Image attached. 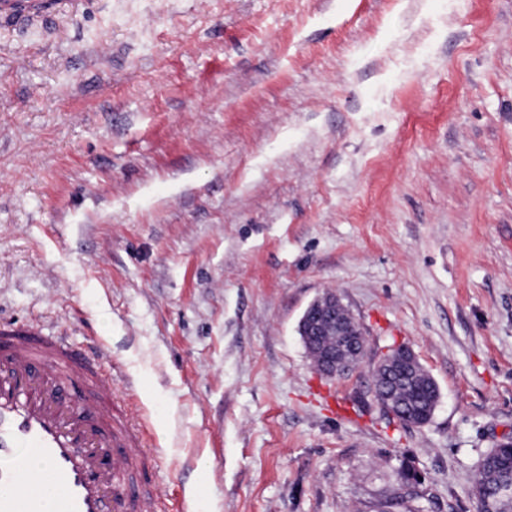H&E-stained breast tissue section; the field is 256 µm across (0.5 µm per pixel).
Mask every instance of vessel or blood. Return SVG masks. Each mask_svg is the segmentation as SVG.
<instances>
[{"instance_id": "1", "label": "vessel or blood", "mask_w": 512, "mask_h": 512, "mask_svg": "<svg viewBox=\"0 0 512 512\" xmlns=\"http://www.w3.org/2000/svg\"><path fill=\"white\" fill-rule=\"evenodd\" d=\"M111 380L39 327L0 330V512H155Z\"/></svg>"}]
</instances>
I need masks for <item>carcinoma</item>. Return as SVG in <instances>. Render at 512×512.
<instances>
[{
	"label": "carcinoma",
	"mask_w": 512,
	"mask_h": 512,
	"mask_svg": "<svg viewBox=\"0 0 512 512\" xmlns=\"http://www.w3.org/2000/svg\"><path fill=\"white\" fill-rule=\"evenodd\" d=\"M386 369H374L380 387L371 389L375 400L387 408L397 407L400 423L420 426L431 418L432 407L438 402V388L421 367L413 370V378L396 385L386 380ZM398 496L392 505L401 506L418 497L415 486L417 475L409 469L399 472ZM478 512H512V444L491 449L482 459L476 485Z\"/></svg>",
	"instance_id": "cac0c4a2"
}]
</instances>
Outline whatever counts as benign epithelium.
Segmentation results:
<instances>
[{
  "label": "benign epithelium",
  "instance_id": "1",
  "mask_svg": "<svg viewBox=\"0 0 512 512\" xmlns=\"http://www.w3.org/2000/svg\"><path fill=\"white\" fill-rule=\"evenodd\" d=\"M342 307L340 298L327 292L313 300L300 319L302 343L320 354L319 374L325 377L336 376V349L324 345L321 337L331 334L344 340L351 337L354 348L360 352L365 349L363 329L355 318L350 316L347 321L336 324V310Z\"/></svg>",
  "mask_w": 512,
  "mask_h": 512
}]
</instances>
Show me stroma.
I'll use <instances>...</instances> for the list:
<instances>
[{
	"instance_id": "1",
	"label": "stroma",
	"mask_w": 512,
	"mask_h": 512,
	"mask_svg": "<svg viewBox=\"0 0 512 512\" xmlns=\"http://www.w3.org/2000/svg\"><path fill=\"white\" fill-rule=\"evenodd\" d=\"M335 291L358 367L298 324ZM106 350L158 512H476L512 435V0H62L0 20V326ZM407 348L439 389L368 394ZM340 308L345 309L340 298L335 293L327 292L313 300L300 319L302 343L309 350L320 354L321 365L317 371L325 377H336V348L324 345L321 336L335 333L344 342L350 336H357L353 339V347L359 352L365 349L363 329L355 317L349 315L348 320L339 324L336 329V318H344L346 315L345 310L336 312ZM387 369H374L372 380L379 376L380 388L370 387L375 400L387 411L393 405L401 412L400 423L410 426H420L431 418L432 407L438 402V388L432 382L429 374L416 364L413 378L392 385L386 380ZM399 490L398 496H396L391 504L393 506H401L409 500H414L418 497L415 491V486L418 483L417 475L411 472L410 469H402L398 475Z\"/></svg>"
}]
</instances>
